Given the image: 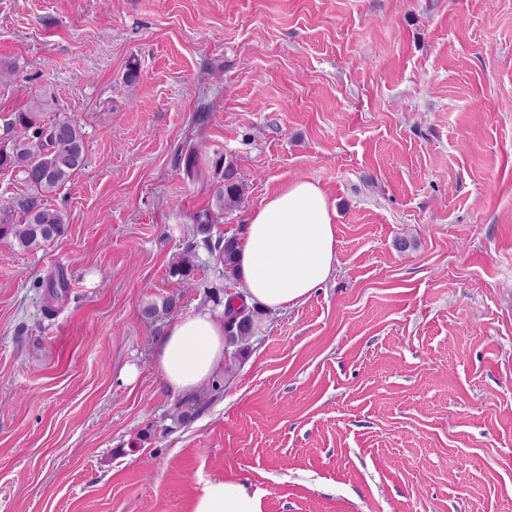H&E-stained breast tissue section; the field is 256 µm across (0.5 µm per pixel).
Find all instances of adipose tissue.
Returning <instances> with one entry per match:
<instances>
[{"label":"adipose tissue","mask_w":512,"mask_h":512,"mask_svg":"<svg viewBox=\"0 0 512 512\" xmlns=\"http://www.w3.org/2000/svg\"><path fill=\"white\" fill-rule=\"evenodd\" d=\"M336 209L322 187L297 180L268 196L244 225L237 255L247 304L285 311L304 302L337 264ZM156 366L169 393L185 395L224 369V318L208 311L173 320L158 343ZM192 512H261L238 482H207Z\"/></svg>","instance_id":"obj_1"}]
</instances>
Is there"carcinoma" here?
Listing matches in <instances>:
<instances>
[{
    "instance_id": "cac0c4a2",
    "label": "carcinoma",
    "mask_w": 512,
    "mask_h": 512,
    "mask_svg": "<svg viewBox=\"0 0 512 512\" xmlns=\"http://www.w3.org/2000/svg\"><path fill=\"white\" fill-rule=\"evenodd\" d=\"M84 161L83 133L68 118L44 124L32 112H18L5 123L0 134V170L19 176L29 192L0 203V240L32 251L63 237L67 231L64 215L48 205L46 197L65 186ZM215 168L224 171L222 184L214 191L215 208L222 214L241 200L243 184L232 160L221 156ZM202 244L224 265L226 279H238L236 240L206 236ZM44 288L54 302L66 296L69 284L61 273L49 279ZM256 314L241 294H231L224 307V335L238 353L255 333Z\"/></svg>"
}]
</instances>
